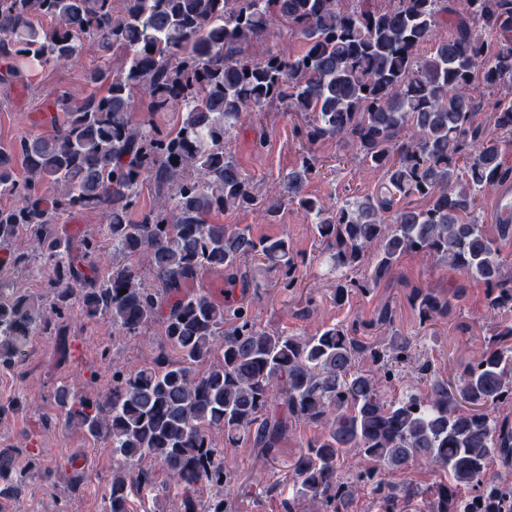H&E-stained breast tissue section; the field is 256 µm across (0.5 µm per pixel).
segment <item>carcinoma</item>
<instances>
[{
	"instance_id": "1",
	"label": "carcinoma",
	"mask_w": 512,
	"mask_h": 512,
	"mask_svg": "<svg viewBox=\"0 0 512 512\" xmlns=\"http://www.w3.org/2000/svg\"><path fill=\"white\" fill-rule=\"evenodd\" d=\"M279 26L301 35L304 49L250 59V43ZM87 37L101 57H119L118 68L87 73L92 90L81 97H55L45 116L51 134L0 151V194L17 199L0 206V244L10 247L0 262L27 265L38 253L55 270L47 310L18 288L0 296V365L14 364L34 333L63 331L76 302L86 318L108 317L126 336L163 316L177 359L137 371L115 364L105 394L60 390L67 418L117 456L106 512H129L133 492L151 483L148 471L128 467L145 458L188 493L184 512H231L222 491L232 477L209 431L270 456L293 419L321 432L291 465L286 512L299 503L307 512H350L362 488L379 512H465L478 499L483 512H512V472H490L496 459L512 465V428L496 416L512 402V326L457 382L423 363L416 383L390 396L399 366L415 357L412 337L394 333L387 350L371 351L376 369L367 372L357 365L365 346L355 322L285 335L258 325L245 303L185 291L204 272L257 288L241 269L249 261L279 271L285 290L299 286L287 235L256 240L246 227L209 223L216 211L258 200L256 182L224 140L251 113L282 109L304 117L294 128L301 141L336 138L381 174L375 194L328 207L306 195L316 173L309 154L269 190L311 218L327 266L342 272L336 304L371 293L395 277L404 254L421 252L482 280L489 311L512 310L506 257L478 208L480 193L512 179L502 163L512 145V0H388L380 8L369 0L350 8L342 0H123L120 14L112 0H0V75L22 79L43 65L65 66ZM425 45L428 55L420 53ZM477 77L496 95V137L474 125L469 88ZM138 95L154 112L181 113L179 127L131 124ZM151 180L168 194L134 222ZM416 195L430 206L403 203ZM87 210L100 213L123 258L148 257L155 287L132 265L108 263L99 234H84L75 247L59 231ZM361 268L363 278L349 276ZM410 300L424 322L451 309L422 288ZM417 461L444 473L430 495L410 481L399 489L385 482V470ZM28 478L0 455V497ZM203 482L216 494L189 495Z\"/></svg>"
}]
</instances>
